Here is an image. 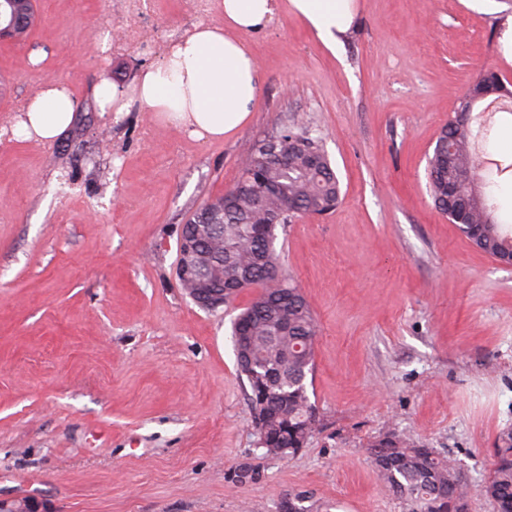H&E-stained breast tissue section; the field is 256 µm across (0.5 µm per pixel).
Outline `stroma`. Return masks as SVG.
<instances>
[{
	"label": "stroma",
	"instance_id": "35a3bbf8",
	"mask_svg": "<svg viewBox=\"0 0 512 512\" xmlns=\"http://www.w3.org/2000/svg\"><path fill=\"white\" fill-rule=\"evenodd\" d=\"M25 41L0 43V502L31 512H410L367 450L387 435L454 458L468 512L512 428V268L434 205L427 162L470 85L512 83L499 42L512 0H354L331 53L281 6L249 35L260 93L248 123L198 140L139 101L100 112L101 77L129 87L170 33L217 24L151 0L123 46L99 32L124 0H34ZM76 100L42 142L14 134L47 82ZM327 153L342 200L279 235L318 321L307 377L316 424L295 455L256 445L232 323L177 275L182 224L284 128Z\"/></svg>",
	"mask_w": 512,
	"mask_h": 512
}]
</instances>
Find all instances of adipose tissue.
Here are the masks:
<instances>
[{"instance_id": "ef3b65f1", "label": "adipose tissue", "mask_w": 512, "mask_h": 512, "mask_svg": "<svg viewBox=\"0 0 512 512\" xmlns=\"http://www.w3.org/2000/svg\"><path fill=\"white\" fill-rule=\"evenodd\" d=\"M288 7L327 49L339 50L340 37L353 21V0H288ZM278 8L277 0H221L223 24L187 30L129 90L101 78L96 87L100 111H126L133 97L195 138L230 134L246 123L259 93L257 64L244 36L272 23ZM74 111L68 92L49 84L32 96L17 129L25 137L48 141L71 124Z\"/></svg>"}]
</instances>
